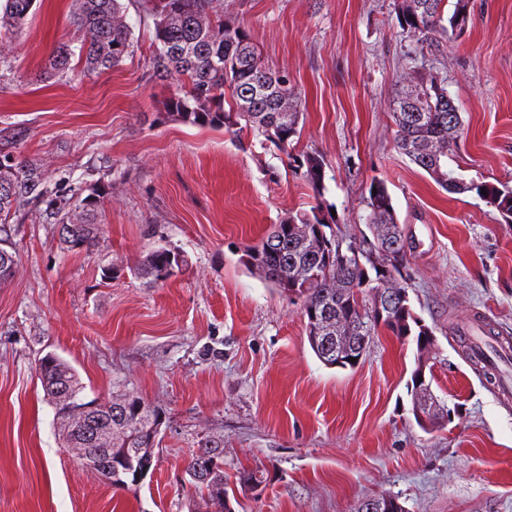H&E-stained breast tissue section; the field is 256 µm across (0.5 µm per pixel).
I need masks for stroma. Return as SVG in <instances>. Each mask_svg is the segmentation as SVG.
Masks as SVG:
<instances>
[{
    "instance_id": "obj_1",
    "label": "stroma",
    "mask_w": 512,
    "mask_h": 512,
    "mask_svg": "<svg viewBox=\"0 0 512 512\" xmlns=\"http://www.w3.org/2000/svg\"><path fill=\"white\" fill-rule=\"evenodd\" d=\"M401 0H221L268 68L302 100L293 145L324 160V189L261 139L190 125L162 100L154 21L123 0L134 51L101 73L52 76L53 49L79 48L76 0H36L0 71V149L51 181L97 194L98 241L66 250L38 211L8 219L19 255L0 284V512H191L186 467L202 439L224 444L235 512H353L389 494L406 512H512V394L472 364L462 326L512 340V224L474 193L454 194L401 155L398 94L433 75L460 107L448 166L512 189V0H469L471 20L441 55L397 22ZM383 181L404 228L401 273L433 333L426 377L456 414L425 430L407 383L414 339L379 328L355 368L325 367L300 303L242 262L272 225L324 205L342 234L369 236L363 199ZM166 246L176 276L135 267ZM69 362L86 398L134 392L164 418L154 469L112 485L63 447L38 364ZM259 472V490L239 482Z\"/></svg>"
}]
</instances>
